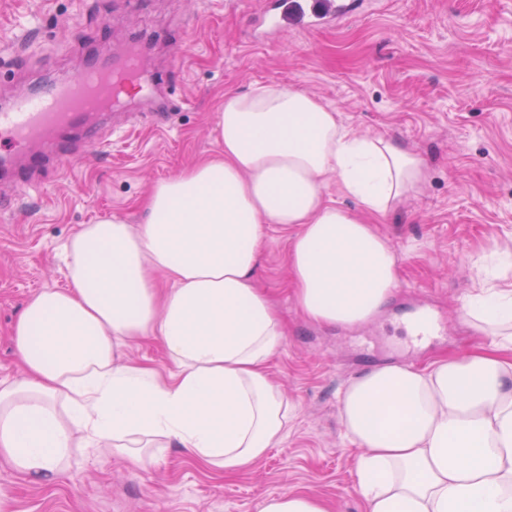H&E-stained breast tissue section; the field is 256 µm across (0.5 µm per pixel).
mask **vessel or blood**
<instances>
[{
	"label": "vessel or blood",
	"instance_id": "obj_1",
	"mask_svg": "<svg viewBox=\"0 0 512 512\" xmlns=\"http://www.w3.org/2000/svg\"><path fill=\"white\" fill-rule=\"evenodd\" d=\"M346 0H272L254 22L258 34L281 33L288 25L317 29L347 12ZM137 44L122 54L101 49L74 77L13 97L0 108V152L29 175L45 167L64 171L102 135L106 116L120 98L147 102L157 129L168 123V104L159 82L146 79Z\"/></svg>",
	"mask_w": 512,
	"mask_h": 512
}]
</instances>
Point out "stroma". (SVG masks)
<instances>
[{"instance_id":"stroma-1","label":"stroma","mask_w":512,"mask_h":512,"mask_svg":"<svg viewBox=\"0 0 512 512\" xmlns=\"http://www.w3.org/2000/svg\"><path fill=\"white\" fill-rule=\"evenodd\" d=\"M261 0H0V98L71 75L88 50L139 43L175 106L168 130L140 105L122 108L118 134L80 164L34 184L0 179L15 196L0 211V377L23 367L11 325L24 304L68 281L58 246L81 225L112 215L143 223L155 183L216 148V115L228 93L279 83L318 96L343 122L417 152L428 177L378 229L399 259V284L378 316L356 328L319 326L298 309L289 282V234L267 228L259 285L287 322L268 364L293 409L279 443L233 476L178 448L145 466L90 449L72 452L58 480L34 483L0 460L5 512H258L284 490L322 496L329 512H364L356 445L343 434L340 395L367 369H420L486 340L462 300L476 266L512 251V0H367L318 30L291 28L253 42L248 17ZM431 312L439 335L419 339L409 317Z\"/></svg>"}]
</instances>
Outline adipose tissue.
I'll return each mask as SVG.
<instances>
[{"instance_id": "ef3b65f1", "label": "adipose tissue", "mask_w": 512, "mask_h": 512, "mask_svg": "<svg viewBox=\"0 0 512 512\" xmlns=\"http://www.w3.org/2000/svg\"><path fill=\"white\" fill-rule=\"evenodd\" d=\"M217 132L212 156L151 188L144 224L114 216L70 236L67 288L40 291L13 323L24 375L0 379V457L22 476L57 480L75 448L142 466L172 446L231 474L280 441L291 404L267 365L286 323L257 282L268 225L291 232L290 280L312 322L363 324L396 288L374 221L421 190L418 154L278 83L225 95ZM331 176L356 209L326 199ZM462 310L487 348L375 366L341 395L366 512H512V289L482 276ZM147 340L168 375L124 360Z\"/></svg>"}]
</instances>
